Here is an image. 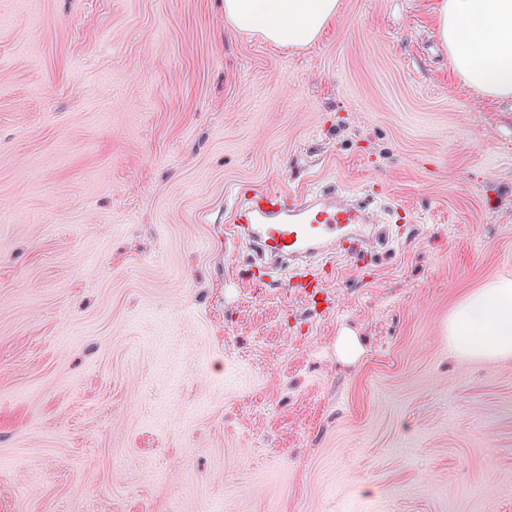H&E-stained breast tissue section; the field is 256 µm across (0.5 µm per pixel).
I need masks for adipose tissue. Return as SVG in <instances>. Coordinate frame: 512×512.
<instances>
[{"instance_id":"adipose-tissue-1","label":"adipose tissue","mask_w":512,"mask_h":512,"mask_svg":"<svg viewBox=\"0 0 512 512\" xmlns=\"http://www.w3.org/2000/svg\"><path fill=\"white\" fill-rule=\"evenodd\" d=\"M338 8L339 0H224V21L291 50L315 42ZM435 11L437 33L462 82L483 97L512 100V0H438ZM448 341L462 356L512 357L511 276L486 282L455 307Z\"/></svg>"}]
</instances>
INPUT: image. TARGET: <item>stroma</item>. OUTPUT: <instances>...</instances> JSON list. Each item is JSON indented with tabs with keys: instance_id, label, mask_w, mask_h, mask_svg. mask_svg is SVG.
<instances>
[{
	"instance_id": "stroma-1",
	"label": "stroma",
	"mask_w": 512,
	"mask_h": 512,
	"mask_svg": "<svg viewBox=\"0 0 512 512\" xmlns=\"http://www.w3.org/2000/svg\"><path fill=\"white\" fill-rule=\"evenodd\" d=\"M435 4L290 51L224 0H0V512H512V358L448 345L512 275V101ZM271 186L411 220L324 311L225 239Z\"/></svg>"
}]
</instances>
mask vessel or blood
<instances>
[{"label":"vessel or blood","mask_w":512,"mask_h":512,"mask_svg":"<svg viewBox=\"0 0 512 512\" xmlns=\"http://www.w3.org/2000/svg\"><path fill=\"white\" fill-rule=\"evenodd\" d=\"M377 221L374 210L326 194L268 188L251 193L235 208L233 231L259 252L287 259L298 271L292 290L314 296L320 283L310 275L311 261L344 253L363 258L369 241L366 229Z\"/></svg>","instance_id":"1"}]
</instances>
